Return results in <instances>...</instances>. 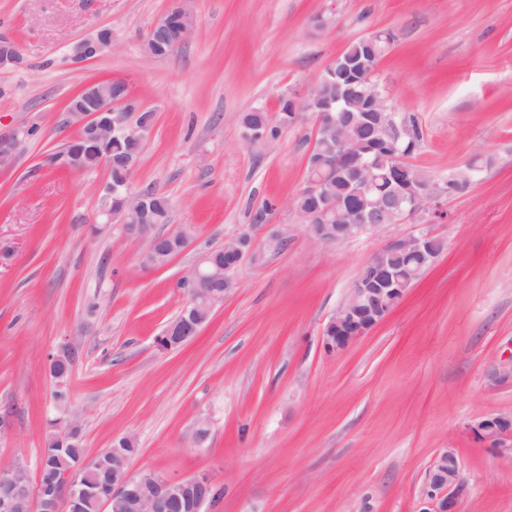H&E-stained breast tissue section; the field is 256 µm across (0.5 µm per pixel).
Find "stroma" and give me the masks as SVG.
Here are the masks:
<instances>
[{
  "label": "stroma",
  "instance_id": "35a3bbf8",
  "mask_svg": "<svg viewBox=\"0 0 512 512\" xmlns=\"http://www.w3.org/2000/svg\"><path fill=\"white\" fill-rule=\"evenodd\" d=\"M172 5L0 0V35L22 51L0 69V133L20 140L0 169V470L37 480L55 389L46 356L68 340L87 458L133 437L131 472L207 475L221 489L213 512H419L441 448L460 457V512H512V462L471 431L512 411V0H182L187 42L150 56L149 30ZM102 27L111 50L74 61ZM384 29L396 39L375 77L423 133L412 164L442 184L471 157L483 170L446 198L447 220L424 210L320 246L294 207L313 120L250 141L242 117L277 119L282 95ZM110 78L155 114L133 189L168 199L158 233L192 230L159 268L142 266L143 244L120 225L99 226L106 168L61 164L70 99ZM260 210L262 260L241 264L199 336L159 350L196 260ZM273 224L287 244L269 246ZM422 229L440 256L380 324L326 354L322 331L365 263Z\"/></svg>",
  "mask_w": 512,
  "mask_h": 512
}]
</instances>
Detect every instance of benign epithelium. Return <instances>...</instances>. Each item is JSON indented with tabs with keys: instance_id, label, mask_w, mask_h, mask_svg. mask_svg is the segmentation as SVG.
Returning a JSON list of instances; mask_svg holds the SVG:
<instances>
[{
	"instance_id": "benign-epithelium-1",
	"label": "benign epithelium",
	"mask_w": 512,
	"mask_h": 512,
	"mask_svg": "<svg viewBox=\"0 0 512 512\" xmlns=\"http://www.w3.org/2000/svg\"><path fill=\"white\" fill-rule=\"evenodd\" d=\"M190 14L180 5L169 10L149 32L153 37L158 28L173 30L176 38L169 42L173 52L187 40L192 29ZM112 47V30L100 28L96 33L79 41L73 48V58L78 62L94 58ZM21 55L19 45L10 37L0 35V68L15 64ZM376 66L354 56L341 53L326 67L322 75L305 91L288 95V105L293 112L294 123H301L308 115L314 119V136L324 140L326 135L338 130L354 118L341 104L323 99L319 85L326 80L343 82L349 93L348 99L360 110H377L386 140L397 143L412 136V130L402 125L399 113L386 102L382 89L375 80ZM76 96L79 104L70 106L64 114V123L76 130L73 146L62 155L64 166L73 171L84 169L83 157L88 146L106 144L114 137L128 134L141 135L150 129L147 118L132 121L133 114L143 112L136 105L130 85L119 79H107L82 87ZM19 144L18 135L0 136V169L12 164ZM344 163L357 174L355 193L373 191L379 175L375 173L374 160L363 146L341 133H336V155L328 160L326 170L318 177H307L301 194L314 202L309 212L301 213L306 221L314 222L312 237L323 246L338 245L361 235L374 232L383 226L377 221L382 213L391 214V223L410 219L422 210L430 209L439 218L448 217L441 209V199L448 191L439 183L428 180L416 187L395 183L394 197H376L370 208L358 209L327 195L322 190L324 180L336 172V166ZM136 161L124 164L123 179L114 182L107 178L99 195L98 215L104 224L116 222L112 215V195L122 194L127 201L128 214L117 221L122 224L124 235L136 242L146 243L142 256L143 265L158 245L160 237L155 225L141 220L147 208L143 193H135L131 180ZM336 223H330V219ZM434 236L421 230L416 234L391 241L377 252L364 266L339 304L335 314L326 324L322 336L325 353L339 354L367 335L388 316L406 296L422 274L433 264L437 255L430 250ZM224 252L232 258L257 261L261 253L256 250L253 235L243 231L224 242ZM393 252L407 258L419 259L416 273L403 274L394 271L388 262ZM193 291L188 302L169 323L156 340L164 336L195 338L206 323L203 315L210 314L224 303V297L237 286L235 271L212 262L209 254L201 255L192 268ZM224 284V292L215 286ZM78 357V349L64 344L49 354L47 367L61 366L63 372L71 371ZM55 428L61 441H78L81 438L80 420L70 405H54ZM473 433L499 455L512 459V448L504 440L512 436V413L489 416L474 426ZM133 438L124 437L113 443L107 460L112 478V496L104 499L81 481L79 475L68 473L64 481L53 487L40 485L32 489L25 468L18 466L11 471L0 472V512H83L88 501L95 503L96 512H210L209 507L219 497V487L210 478H174L154 470H142L133 474L129 470L132 455L125 446ZM464 490L462 467L453 448L440 449L432 459L426 473L423 508L419 512H458V498Z\"/></svg>"
}]
</instances>
